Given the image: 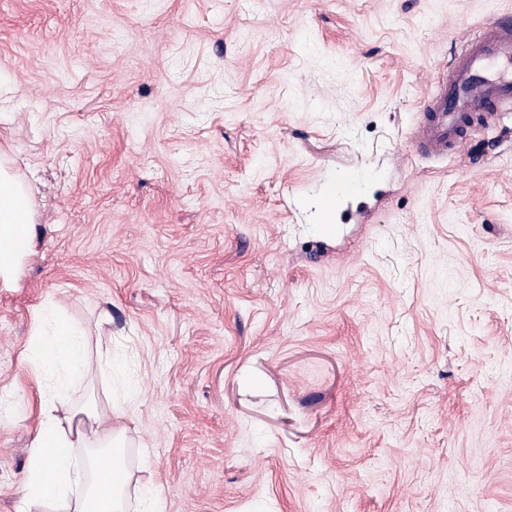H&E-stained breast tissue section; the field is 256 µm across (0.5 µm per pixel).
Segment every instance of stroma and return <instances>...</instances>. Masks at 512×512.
<instances>
[{
  "instance_id": "obj_1",
  "label": "stroma",
  "mask_w": 512,
  "mask_h": 512,
  "mask_svg": "<svg viewBox=\"0 0 512 512\" xmlns=\"http://www.w3.org/2000/svg\"><path fill=\"white\" fill-rule=\"evenodd\" d=\"M512 0H0V149L34 253L0 279V512L60 304L124 365L162 512H512V112L413 135ZM350 175L336 233L316 198Z\"/></svg>"
}]
</instances>
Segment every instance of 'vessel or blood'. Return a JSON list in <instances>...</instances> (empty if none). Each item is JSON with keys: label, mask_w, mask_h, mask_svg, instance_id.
<instances>
[{"label": "vessel or blood", "mask_w": 512, "mask_h": 512, "mask_svg": "<svg viewBox=\"0 0 512 512\" xmlns=\"http://www.w3.org/2000/svg\"><path fill=\"white\" fill-rule=\"evenodd\" d=\"M512 110V26L487 23L467 42L423 108L415 136L420 153L442 156L460 148L480 111Z\"/></svg>", "instance_id": "vessel-or-blood-1"}]
</instances>
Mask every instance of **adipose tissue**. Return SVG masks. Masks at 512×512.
I'll use <instances>...</instances> for the list:
<instances>
[{
	"label": "adipose tissue",
	"mask_w": 512,
	"mask_h": 512,
	"mask_svg": "<svg viewBox=\"0 0 512 512\" xmlns=\"http://www.w3.org/2000/svg\"><path fill=\"white\" fill-rule=\"evenodd\" d=\"M34 224L26 184L0 161V277L32 255ZM90 337L57 305L34 313L23 359L36 373L39 422L18 512H159V487L133 479L122 413L70 403L91 365Z\"/></svg>",
	"instance_id": "obj_1"
}]
</instances>
